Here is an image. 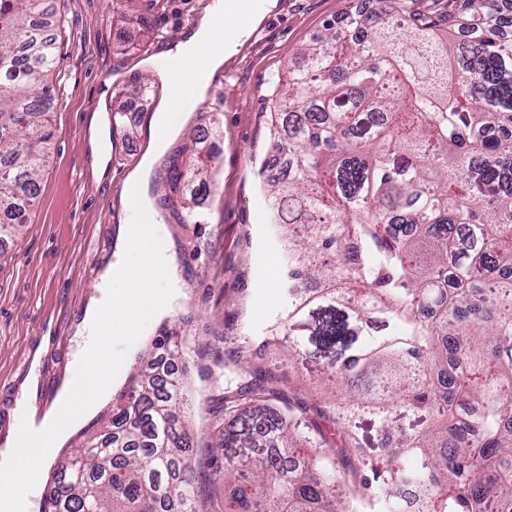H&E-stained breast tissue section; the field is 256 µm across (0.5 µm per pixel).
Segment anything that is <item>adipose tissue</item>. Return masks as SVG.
Here are the masks:
<instances>
[{"instance_id": "adipose-tissue-1", "label": "adipose tissue", "mask_w": 512, "mask_h": 512, "mask_svg": "<svg viewBox=\"0 0 512 512\" xmlns=\"http://www.w3.org/2000/svg\"><path fill=\"white\" fill-rule=\"evenodd\" d=\"M223 14L224 0H213L179 43L160 48L145 60V68L178 88L175 97L165 100L153 115L150 126L152 153L166 150L180 128L175 113L197 110L234 51V44L224 40L220 23ZM149 175V166H142L119 189L136 221L121 236L118 246L121 256L108 267L103 277L105 289L101 297L92 299L84 312L81 320L84 348L70 380L41 424H34L28 415H20L6 449L0 452V512H28V496L39 484L42 468L56 440L67 434L80 419L93 413L111 393L121 372L123 358L114 359L106 370L99 369L94 363L109 334L108 313L122 316L127 336L133 341L151 321L167 313L175 300L173 293L161 291L136 278L122 256L126 249H134L164 278L173 276L161 227L137 221L138 216L153 209L148 193Z\"/></svg>"}]
</instances>
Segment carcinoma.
Wrapping results in <instances>:
<instances>
[{"label":"carcinoma","mask_w":512,"mask_h":512,"mask_svg":"<svg viewBox=\"0 0 512 512\" xmlns=\"http://www.w3.org/2000/svg\"><path fill=\"white\" fill-rule=\"evenodd\" d=\"M474 37L420 13L365 42L336 29L299 53L270 105L271 151L290 176L264 182L288 258V311L270 329L338 398L317 410L349 443L363 420L395 445L336 471L335 448L301 401L255 373L227 390L222 449L202 462L186 377L147 357L51 481L44 512H199L196 465L224 479V512H512V38L496 0H453ZM47 0H0V240L28 223L53 144L57 86ZM213 159L173 162L167 195L196 218ZM415 225L405 234L395 216ZM353 237L351 253L344 238ZM336 254L327 267L323 254ZM182 358L175 336L151 345Z\"/></svg>","instance_id":"1"}]
</instances>
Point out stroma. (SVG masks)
Instances as JSON below:
<instances>
[{
	"instance_id": "35a3bbf8",
	"label": "stroma",
	"mask_w": 512,
	"mask_h": 512,
	"mask_svg": "<svg viewBox=\"0 0 512 512\" xmlns=\"http://www.w3.org/2000/svg\"><path fill=\"white\" fill-rule=\"evenodd\" d=\"M208 0H53L52 29L59 36L60 93L51 114L52 158L40 193L21 231L0 244V450L18 407L43 418L55 404L80 357L77 326L104 269L115 259L127 212L118 188L145 157L166 178L170 157L186 158L190 134L216 159L215 184L197 198L199 223L179 222L166 203L155 205L165 228L178 293L168 315L134 342L126 324L113 317L107 338L133 373L148 339L168 329L185 339L193 361L192 428L201 443L212 441L224 421L225 384L239 383L249 370L238 348L260 346L288 303L286 264L278 225L259 189L270 150L269 96L273 79L296 62L300 49L361 12V0H278L243 37L224 64L221 82L187 120L165 152L150 155L148 124L160 104L149 96L130 100L121 129L112 131L105 176L93 168L87 143L95 110H111L130 80L147 78L141 62L166 46L168 36L195 20ZM144 28L131 46L120 29ZM217 115L220 136L208 135ZM284 391L309 403L327 398L306 370L269 347L262 362Z\"/></svg>"
}]
</instances>
